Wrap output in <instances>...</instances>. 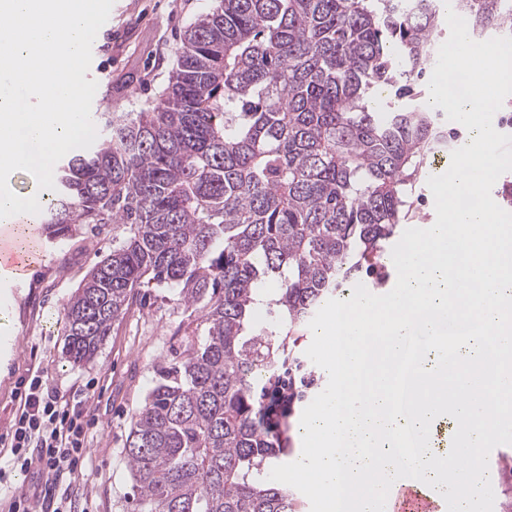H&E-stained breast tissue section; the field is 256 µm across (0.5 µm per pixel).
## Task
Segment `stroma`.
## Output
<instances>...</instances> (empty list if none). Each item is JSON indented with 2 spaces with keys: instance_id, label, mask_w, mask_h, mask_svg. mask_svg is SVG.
<instances>
[{
  "instance_id": "stroma-1",
  "label": "stroma",
  "mask_w": 512,
  "mask_h": 512,
  "mask_svg": "<svg viewBox=\"0 0 512 512\" xmlns=\"http://www.w3.org/2000/svg\"><path fill=\"white\" fill-rule=\"evenodd\" d=\"M212 0H114L105 37L92 48L88 79L97 83L92 121L102 127L115 112H137L154 103L176 65L186 27ZM39 257L25 278L0 283V351L8 352L0 370V437H6L24 401L21 387L30 372L65 396L84 398L90 420L89 453L77 471L76 491L87 496L93 512H131V487L123 448L131 416L154 384L159 365L181 351L175 331L187 314L165 288H146L140 302L115 320L109 336L90 362L76 365L64 352L63 308L89 269L112 249V229L78 226L72 237L49 239L42 225L31 227ZM258 321L284 339L290 365L280 379L301 381L291 414L277 437L289 463L301 455L300 418L324 390L328 374L306 355L312 342L308 324L273 322L266 310ZM495 495L493 512H512V445L489 455Z\"/></svg>"
}]
</instances>
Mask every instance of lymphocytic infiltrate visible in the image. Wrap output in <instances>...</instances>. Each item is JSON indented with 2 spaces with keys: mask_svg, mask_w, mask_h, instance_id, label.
<instances>
[{
  "mask_svg": "<svg viewBox=\"0 0 512 512\" xmlns=\"http://www.w3.org/2000/svg\"><path fill=\"white\" fill-rule=\"evenodd\" d=\"M23 407L16 416L10 453L0 457V488H6L14 472L43 475L45 492L29 489L12 492L9 512H30L39 499L42 512H70L71 483L78 462L88 455L85 444V411L82 401H70L31 373L25 382Z\"/></svg>",
  "mask_w": 512,
  "mask_h": 512,
  "instance_id": "1",
  "label": "lymphocytic infiltrate"
}]
</instances>
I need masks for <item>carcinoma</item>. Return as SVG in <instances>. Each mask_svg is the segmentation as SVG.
Wrapping results in <instances>:
<instances>
[{
    "label": "carcinoma",
    "mask_w": 512,
    "mask_h": 512,
    "mask_svg": "<svg viewBox=\"0 0 512 512\" xmlns=\"http://www.w3.org/2000/svg\"><path fill=\"white\" fill-rule=\"evenodd\" d=\"M437 0H213L184 34L161 102L115 112L54 168L49 237L112 225V251L64 307V350L91 360L141 288L196 326L157 370L125 443L135 512H298L258 482L283 449L258 386L284 345L246 333L259 305L303 322L409 212L423 159L448 146L413 95L432 61ZM472 34L512 36V0H456Z\"/></svg>",
    "instance_id": "obj_1"
}]
</instances>
